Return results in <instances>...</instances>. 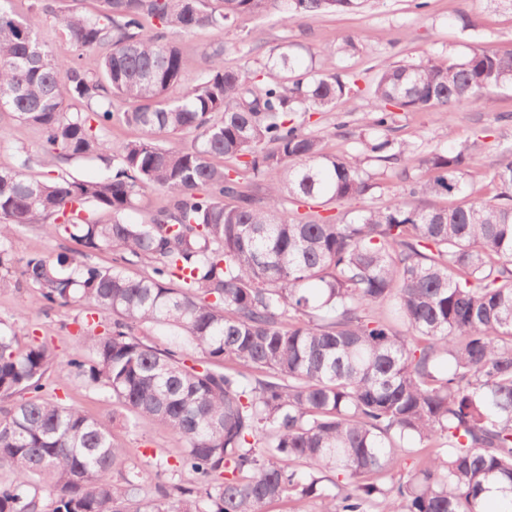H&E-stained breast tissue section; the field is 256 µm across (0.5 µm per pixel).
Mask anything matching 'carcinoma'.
<instances>
[{"label": "carcinoma", "instance_id": "cac0c4a2", "mask_svg": "<svg viewBox=\"0 0 512 512\" xmlns=\"http://www.w3.org/2000/svg\"><path fill=\"white\" fill-rule=\"evenodd\" d=\"M100 3L91 16L55 15L69 61L0 4V112L40 128L49 161L105 164L98 180L40 179L23 151L0 169V290L23 283L49 307L111 319L79 322L64 361L0 329V471L10 473L0 512H264L292 497L320 499L321 512H487L490 492L512 504V161L476 200L466 181L476 148L430 152L428 178L360 206L371 189L360 159L325 152L306 128L314 113L364 99L375 134L344 135L397 161L406 148L390 137L393 110L488 106L512 89V53L384 62L361 86L313 67L295 75L302 60L287 48L265 63L280 73L272 82L216 50L189 86L167 31L227 28L272 8L288 23L361 0ZM69 100L89 110L70 113ZM112 124L139 136L114 143ZM184 132L190 145L162 144ZM146 187L167 204L131 223ZM435 196L452 203L421 204ZM316 201L341 212L287 214ZM88 204L109 220L81 216ZM22 225L83 250L17 258L9 243ZM102 249L110 268L90 262ZM134 263L151 273L126 275ZM147 324L181 342H147ZM49 373L106 388L134 429L165 427L180 445L175 465L147 488L109 424L45 396ZM411 456L409 474L383 480ZM329 473L343 481L328 488Z\"/></svg>", "mask_w": 512, "mask_h": 512}]
</instances>
